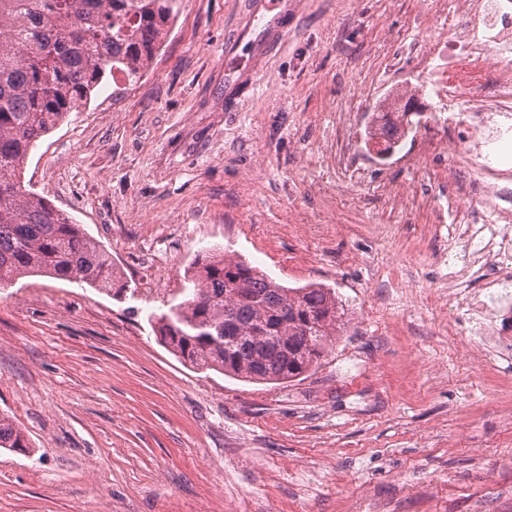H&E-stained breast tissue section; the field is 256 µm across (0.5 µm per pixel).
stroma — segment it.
Returning a JSON list of instances; mask_svg holds the SVG:
<instances>
[{
  "label": "stroma",
  "mask_w": 512,
  "mask_h": 512,
  "mask_svg": "<svg viewBox=\"0 0 512 512\" xmlns=\"http://www.w3.org/2000/svg\"><path fill=\"white\" fill-rule=\"evenodd\" d=\"M434 0H295L261 54L253 0H178L137 81L107 82L41 139L26 189L105 246L133 294L26 277L0 288V512H512V354L448 336L435 222L459 166L421 102L390 155L376 103L427 79ZM251 58L247 80L227 51ZM290 287L335 288L346 329L287 385L182 363L156 336L205 248ZM24 431L11 420L0 416V448L24 450L28 448Z\"/></svg>",
  "instance_id": "stroma-1"
}]
</instances>
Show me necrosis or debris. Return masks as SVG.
<instances>
[{"label":"necrosis or debris","mask_w":512,"mask_h":512,"mask_svg":"<svg viewBox=\"0 0 512 512\" xmlns=\"http://www.w3.org/2000/svg\"><path fill=\"white\" fill-rule=\"evenodd\" d=\"M448 25L459 34L453 50L459 66L449 72L439 57H430L427 66L432 77L426 89L437 99L451 101L465 83L479 87L478 100L458 127L466 166L477 173L465 180L464 188L480 205L467 226V237L501 280L490 301L472 308L468 333L472 353L480 359L492 350L512 349V331L506 328L512 319V170L490 166L487 155L472 148L482 135L492 144L512 140V74H486L487 50L512 54V0H458L457 13ZM487 97L496 104L492 118L484 110Z\"/></svg>","instance_id":"1"}]
</instances>
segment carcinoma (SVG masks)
<instances>
[{
    "instance_id": "1",
    "label": "carcinoma",
    "mask_w": 512,
    "mask_h": 512,
    "mask_svg": "<svg viewBox=\"0 0 512 512\" xmlns=\"http://www.w3.org/2000/svg\"><path fill=\"white\" fill-rule=\"evenodd\" d=\"M177 0H0V288L27 276L129 290L112 255L82 225L21 184L37 142L87 105L104 80L142 76L161 49ZM372 137L390 153L399 126L380 104ZM181 297L153 317L170 351L200 371L284 385L315 370L344 328L336 291L291 288L211 249L186 266ZM0 448H27L0 416Z\"/></svg>"
}]
</instances>
